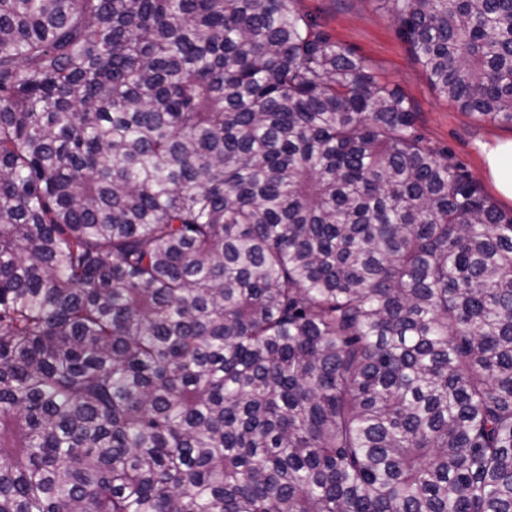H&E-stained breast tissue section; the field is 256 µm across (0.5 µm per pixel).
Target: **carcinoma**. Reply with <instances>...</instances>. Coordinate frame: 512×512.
Returning <instances> with one entry per match:
<instances>
[{
    "mask_svg": "<svg viewBox=\"0 0 512 512\" xmlns=\"http://www.w3.org/2000/svg\"><path fill=\"white\" fill-rule=\"evenodd\" d=\"M294 0H0V512H512V213ZM512 125V0H385Z\"/></svg>",
    "mask_w": 512,
    "mask_h": 512,
    "instance_id": "cac0c4a2",
    "label": "carcinoma"
}]
</instances>
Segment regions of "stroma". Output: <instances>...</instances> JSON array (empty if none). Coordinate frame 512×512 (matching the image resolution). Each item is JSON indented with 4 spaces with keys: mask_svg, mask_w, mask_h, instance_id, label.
Listing matches in <instances>:
<instances>
[{
    "mask_svg": "<svg viewBox=\"0 0 512 512\" xmlns=\"http://www.w3.org/2000/svg\"><path fill=\"white\" fill-rule=\"evenodd\" d=\"M295 7L397 90L415 112L413 129L424 143L461 166L496 206L512 210L489 181L480 150L481 144L512 137V126L463 111L433 88L382 0H296Z\"/></svg>",
    "mask_w": 512,
    "mask_h": 512,
    "instance_id": "obj_1",
    "label": "stroma"
}]
</instances>
